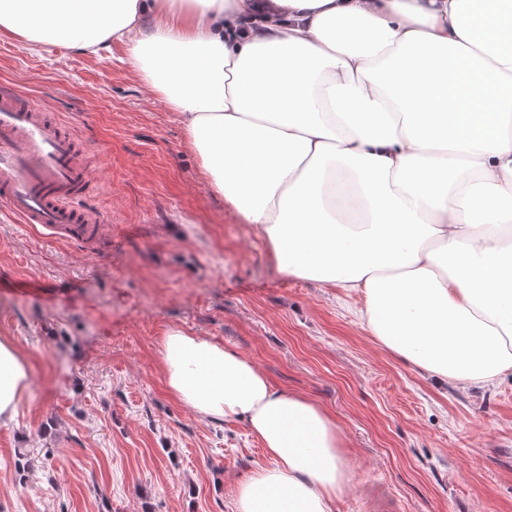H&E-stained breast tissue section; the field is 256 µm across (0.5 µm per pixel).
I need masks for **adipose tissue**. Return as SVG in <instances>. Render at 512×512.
<instances>
[{
    "instance_id": "ef3b65f1",
    "label": "adipose tissue",
    "mask_w": 512,
    "mask_h": 512,
    "mask_svg": "<svg viewBox=\"0 0 512 512\" xmlns=\"http://www.w3.org/2000/svg\"><path fill=\"white\" fill-rule=\"evenodd\" d=\"M0 33L123 47L279 272L361 293L420 372L512 370V0H0ZM161 360L176 400L264 449L233 512H335L330 413L204 336L169 329ZM29 380L0 338L1 423Z\"/></svg>"
}]
</instances>
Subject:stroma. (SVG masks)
Wrapping results in <instances>:
<instances>
[{"instance_id": "35a3bbf8", "label": "stroma", "mask_w": 512, "mask_h": 512, "mask_svg": "<svg viewBox=\"0 0 512 512\" xmlns=\"http://www.w3.org/2000/svg\"><path fill=\"white\" fill-rule=\"evenodd\" d=\"M1 82L93 149L87 204L106 223L82 248L0 212V338L31 373L0 424V512H231L267 458L244 422L168 392L171 327L335 417L351 470L335 512H512V374L489 388L423 375L361 325L360 294L279 273L122 47L31 54L0 35Z\"/></svg>"}]
</instances>
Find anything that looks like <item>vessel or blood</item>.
Instances as JSON below:
<instances>
[{
	"label": "vessel or blood",
	"mask_w": 512,
	"mask_h": 512,
	"mask_svg": "<svg viewBox=\"0 0 512 512\" xmlns=\"http://www.w3.org/2000/svg\"><path fill=\"white\" fill-rule=\"evenodd\" d=\"M88 154L58 115L0 84V203L21 223L88 246L100 239L102 215L77 205L97 189Z\"/></svg>",
	"instance_id": "1"
}]
</instances>
